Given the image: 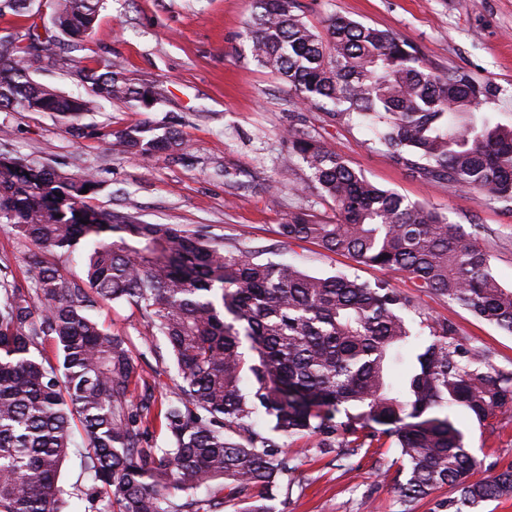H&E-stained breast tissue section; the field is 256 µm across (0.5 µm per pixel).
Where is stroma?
Returning a JSON list of instances; mask_svg holds the SVG:
<instances>
[{
    "label": "stroma",
    "instance_id": "obj_1",
    "mask_svg": "<svg viewBox=\"0 0 512 512\" xmlns=\"http://www.w3.org/2000/svg\"><path fill=\"white\" fill-rule=\"evenodd\" d=\"M306 23L324 31L344 16L396 34L417 46L435 67H453L475 82L499 88L489 103L499 121L512 123V0H300ZM252 0H100L92 32L72 48L62 42L54 65L33 71L36 82L72 96L87 87L71 62H111L133 84L153 88L156 100L132 102L84 114V133L50 112L0 109V153L35 166L89 173L100 183L89 204L133 212L156 224L203 230L225 248L258 247L274 262L287 261L309 274H346L369 284L385 282L411 300L406 317L448 321L455 341L481 351L489 363L512 370V334L474 317L408 278L323 250L315 243L284 242L278 227L298 208L332 219L331 205L306 191L304 167L282 170L288 131L301 127L320 138L374 184L411 202L435 208L464 226L478 225L477 240L490 256L503 287L512 289V210L476 194L426 182L398 164L372 131L360 124L331 126L322 110L297 104L276 74L253 61L241 35ZM148 122L174 124L184 150L152 160L130 158L116 131ZM28 242L0 224V266L27 286ZM96 315L112 333L128 337L142 377L165 393L170 372L144 354L138 312L104 304ZM451 416L472 453L488 464L512 463V411L477 421L462 407ZM298 471L287 491L271 502L274 512H402L393 472L399 455L387 436L349 460L316 452L308 437L280 438Z\"/></svg>",
    "mask_w": 512,
    "mask_h": 512
}]
</instances>
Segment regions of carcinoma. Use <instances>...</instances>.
Returning <instances> with one entry per match:
<instances>
[{"instance_id": "obj_1", "label": "carcinoma", "mask_w": 512, "mask_h": 512, "mask_svg": "<svg viewBox=\"0 0 512 512\" xmlns=\"http://www.w3.org/2000/svg\"><path fill=\"white\" fill-rule=\"evenodd\" d=\"M99 2L57 0L61 27L42 41L34 22L28 44L0 49V108L76 122L103 100L147 98L110 62L78 66L85 97L32 79L34 51L49 60L61 39L88 34ZM253 4L242 37L297 102L332 105V124L361 121L425 181L512 206V125L483 109L496 86L433 67L412 44L354 20L333 17L315 32L297 0ZM119 138L137 159L183 149L176 131L146 123ZM296 161L336 219L317 222L301 209L280 225L283 238L404 274L512 333V290L500 286L474 232L378 187L293 128L288 162ZM96 190L89 174L0 158V224L40 251L81 247L84 265L76 279L35 253L27 288L0 268V512H64L70 492L60 474L77 426L92 476L88 512H273L274 491L290 488L297 470L277 438L314 437L320 453L345 458L373 439L369 421L386 426L399 450L405 505L443 485L455 493L448 512H480L512 496V464L475 477L481 462L448 414L460 406L483 421L511 410L512 371L452 341V325H427L423 340L404 315L411 300L394 288L310 275L258 251L226 250L199 230L98 210L87 203ZM102 302L139 313L141 347L174 370L164 401L140 383L129 339L94 317ZM342 406L362 412L338 421ZM152 417L159 444L143 427Z\"/></svg>"}]
</instances>
